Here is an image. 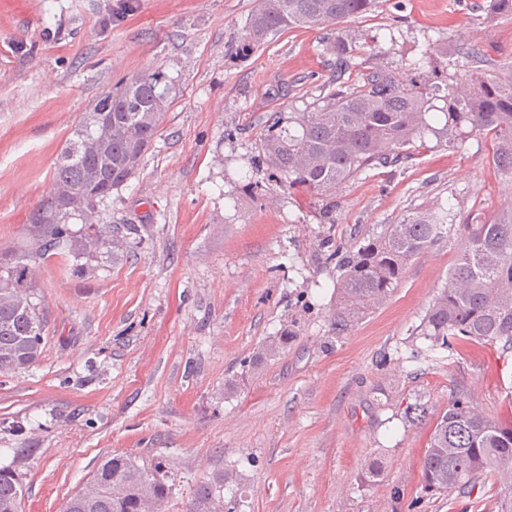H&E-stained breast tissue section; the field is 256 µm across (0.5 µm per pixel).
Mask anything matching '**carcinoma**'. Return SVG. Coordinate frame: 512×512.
Returning a JSON list of instances; mask_svg holds the SVG:
<instances>
[{
  "label": "carcinoma",
  "instance_id": "carcinoma-1",
  "mask_svg": "<svg viewBox=\"0 0 512 512\" xmlns=\"http://www.w3.org/2000/svg\"><path fill=\"white\" fill-rule=\"evenodd\" d=\"M378 0H259L246 23L245 49L298 28L338 26L326 42L334 74L305 112L272 110L259 134L258 167L288 187L324 197L336 187L369 171L397 168L434 140L489 138L490 162L512 176V76L469 75L465 94L448 91V79L412 59L399 71L363 67L356 36L341 25L371 11ZM361 71L351 83L344 76ZM162 72L133 74L100 94L92 112L80 122L61 154L52 186L76 197L71 207L47 194L30 215L29 248L0 254V372L34 366L44 353L47 323L33 273L36 264L64 255L84 268L100 255L118 257L131 246L135 228L102 232L92 224L81 234L70 221L124 186L137 172L157 136L172 93ZM442 101L444 122L433 125L431 111ZM112 125V138L98 153L85 149L97 118ZM461 246L448 273V286L432 298L415 334L429 341L427 350L445 348L451 339L501 344L512 349V211L484 224L459 225ZM448 233V211L415 208L355 250H342L324 238L320 250L340 271L332 330L350 327L385 304L402 281L407 265ZM294 337L284 331L250 360L254 367ZM429 491L448 490V478L465 491L512 469V420H502L453 399L436 422L423 458ZM229 477L220 472L199 485L189 512H239L237 493L224 497ZM170 494L162 463L141 465L135 457L106 458L65 503L63 512H165ZM24 487L7 467L0 468V512H21Z\"/></svg>",
  "mask_w": 512,
  "mask_h": 512
}]
</instances>
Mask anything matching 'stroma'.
Instances as JSON below:
<instances>
[{
	"mask_svg": "<svg viewBox=\"0 0 512 512\" xmlns=\"http://www.w3.org/2000/svg\"><path fill=\"white\" fill-rule=\"evenodd\" d=\"M486 0H382L347 30L369 64L402 69L416 49L485 44L482 71L512 70V17ZM257 0H0V250H21L58 158L96 98L162 70L174 90L136 174L98 224H132L130 250L77 270L37 264L46 351L0 374V466L25 486L22 512H62L107 457L162 461L167 512H186L212 473L243 488L241 512H496L497 486L431 495L422 461L454 397L512 419V352L452 343L412 362L413 330L448 284L457 232L408 265L388 302L332 331L335 265L319 244L354 247L412 208L478 224L512 208V179L481 135L368 172L325 198L256 171L261 119L304 111L330 74L334 26L290 29L242 53ZM263 179L262 200L248 192ZM294 338L249 359L285 326ZM420 401L425 421L405 408ZM23 456H15V449ZM378 474H371L372 464Z\"/></svg>",
	"mask_w": 512,
	"mask_h": 512,
	"instance_id": "35a3bbf8",
	"label": "stroma"
}]
</instances>
